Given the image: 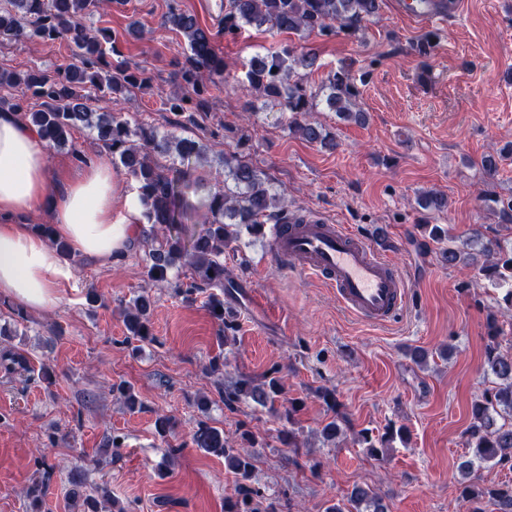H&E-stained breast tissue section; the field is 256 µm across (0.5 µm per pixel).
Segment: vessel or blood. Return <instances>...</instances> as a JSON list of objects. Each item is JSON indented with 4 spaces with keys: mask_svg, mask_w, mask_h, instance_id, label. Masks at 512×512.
<instances>
[{
    "mask_svg": "<svg viewBox=\"0 0 512 512\" xmlns=\"http://www.w3.org/2000/svg\"><path fill=\"white\" fill-rule=\"evenodd\" d=\"M410 20L446 21L458 0H396ZM272 254L280 268L323 283L350 314L370 324L394 321L409 301L403 276L369 239L317 215L296 224H276Z\"/></svg>",
    "mask_w": 512,
    "mask_h": 512,
    "instance_id": "b4317fda",
    "label": "vessel or blood"
}]
</instances>
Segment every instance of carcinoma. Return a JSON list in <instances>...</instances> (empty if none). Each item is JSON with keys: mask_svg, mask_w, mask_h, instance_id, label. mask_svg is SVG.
<instances>
[{"mask_svg": "<svg viewBox=\"0 0 512 512\" xmlns=\"http://www.w3.org/2000/svg\"><path fill=\"white\" fill-rule=\"evenodd\" d=\"M381 0H226L224 34L234 35L253 27L295 34L302 38L312 34L343 33L355 36L365 24L378 16ZM104 0H6L0 7V35L15 40L60 41L75 58L62 75L51 77L30 71L25 76L0 71V87L21 88L42 100V109L21 111L16 98L0 96V112H21V120L37 128L46 146L60 149L67 146L73 128L84 125L96 134V139L119 157L121 166L136 184L142 207L144 243L150 246L147 259V279L151 283L169 279L173 269L187 265L192 281L182 293L190 297L204 288L224 287V250L240 236L241 225L251 234H259L265 224H280L290 219L288 205L273 187L266 174L236 152H224V188L209 196L207 209L211 216L199 233L188 231L187 223L194 211L191 197L197 192L200 178L189 167L164 166L152 160V155L168 156L185 161L199 156L200 146L189 138L159 134L145 123L134 124L108 113L88 111L89 93L101 96L124 94L138 86L141 80L123 62L112 64L116 52V37L107 28L93 34L83 17L99 12ZM161 25L186 38L185 66L181 79L190 92L174 91L167 98L169 110L180 117L178 125L195 123L196 105L193 95L201 92L199 77L208 75L211 89L224 91V75L230 74L224 58L213 46L209 30L196 17L172 6L162 16ZM312 48L297 49L285 45L279 51L252 58L245 72V81L257 98L263 99L261 109L289 113L288 131L299 134L309 143L334 148L336 141L321 124L309 119L320 104L347 121L361 123L365 114L358 109L361 91L350 70L341 67L330 71L318 84L305 78L316 63ZM487 208L498 215L506 229H512V198L504 201L489 197ZM425 210L442 211L447 198L430 192L419 198ZM431 240L444 243L442 257L448 265L471 268L488 284L503 290L502 300L512 310V244L490 239L480 244L476 236L463 245L476 248L466 252L457 245L458 237L432 225ZM208 306L218 322L224 342L235 340L237 329L232 311L224 310V300L211 295ZM151 297L142 291L125 308L124 323L131 338L152 339L150 327ZM489 343L485 347V372L492 377V386L471 407L468 429L469 447L473 458L461 463L460 470L470 473L486 463L512 464V354L500 350L502 329L495 318L488 324ZM282 392L280 379L272 374L258 378L243 377L224 387V405L231 406L250 400L266 408L274 407ZM344 419L335 415L322 427L323 440L333 444L341 434ZM387 435L376 437L370 430L360 432V442L372 456L386 447ZM193 444L224 458L228 470L235 475L234 496L224 500V512H282L273 501L259 499L252 487L254 455L246 448H236L224 438V433L206 421L198 424ZM73 486L72 501H83L81 512H99L100 504L110 505L112 512H126L116 507V500L105 486L94 493L81 491L84 477L78 471L67 474ZM463 498H488L496 512H512V486L480 487L474 482L463 484ZM326 512H388L384 499L369 487L356 486Z\"/></svg>", "mask_w": 512, "mask_h": 512, "instance_id": "cac0c4a2", "label": "carcinoma"}]
</instances>
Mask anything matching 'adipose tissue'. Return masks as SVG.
<instances>
[{"label": "adipose tissue", "instance_id": "ef3b65f1", "mask_svg": "<svg viewBox=\"0 0 512 512\" xmlns=\"http://www.w3.org/2000/svg\"><path fill=\"white\" fill-rule=\"evenodd\" d=\"M48 210L55 234L72 252L105 261L120 256L140 231L136 214L116 223L112 170L92 164L82 174L52 187L46 146L36 128L13 113H0V297L32 312L59 300L58 287L72 269L24 216Z\"/></svg>", "mask_w": 512, "mask_h": 512}]
</instances>
